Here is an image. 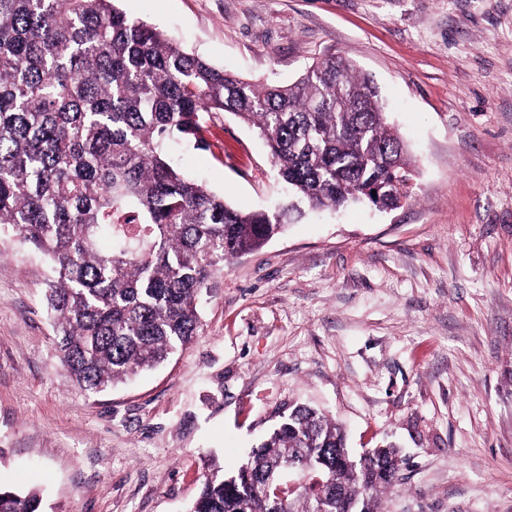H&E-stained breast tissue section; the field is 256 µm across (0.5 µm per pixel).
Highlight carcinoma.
Here are the masks:
<instances>
[{
    "label": "carcinoma",
    "mask_w": 512,
    "mask_h": 512,
    "mask_svg": "<svg viewBox=\"0 0 512 512\" xmlns=\"http://www.w3.org/2000/svg\"><path fill=\"white\" fill-rule=\"evenodd\" d=\"M229 112L264 140L292 203L242 211L187 177L170 141ZM417 173L373 80L342 57L258 85L186 52L115 0H0V231L51 265L47 303L68 376L97 393L191 343L231 260L305 209L398 206ZM396 448L362 457L329 415L296 405L233 475H202L188 512H380ZM0 489V512H42Z\"/></svg>",
    "instance_id": "1"
}]
</instances>
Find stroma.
I'll return each instance as SVG.
<instances>
[{
    "label": "stroma",
    "instance_id": "1",
    "mask_svg": "<svg viewBox=\"0 0 512 512\" xmlns=\"http://www.w3.org/2000/svg\"><path fill=\"white\" fill-rule=\"evenodd\" d=\"M217 68L290 83L340 55L418 160L411 198L307 214L234 259L186 349L92 394L46 308L51 267L0 240V486L44 512H186L305 404L404 461L383 512H512V0H118ZM174 161L241 209L287 192L249 127L212 113Z\"/></svg>",
    "mask_w": 512,
    "mask_h": 512
}]
</instances>
